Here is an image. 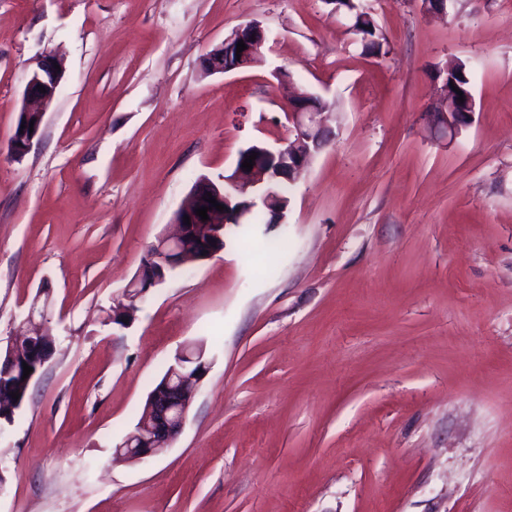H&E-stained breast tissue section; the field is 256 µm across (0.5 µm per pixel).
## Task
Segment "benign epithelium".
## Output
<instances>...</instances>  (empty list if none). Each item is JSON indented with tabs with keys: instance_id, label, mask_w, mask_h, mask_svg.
Returning <instances> with one entry per match:
<instances>
[{
	"instance_id": "1",
	"label": "benign epithelium",
	"mask_w": 512,
	"mask_h": 512,
	"mask_svg": "<svg viewBox=\"0 0 512 512\" xmlns=\"http://www.w3.org/2000/svg\"><path fill=\"white\" fill-rule=\"evenodd\" d=\"M266 37L261 26L250 22L235 29L219 47L221 53L208 54L202 61V69L208 73H227L236 69L250 67L263 61L262 48ZM244 42L247 49L241 52L239 60L233 62L238 42ZM62 65L60 59L52 54L39 58L36 67L27 80L23 99L25 104L19 111L18 126L9 145L11 155L19 160L28 151L33 139L39 134L45 109L53 102L62 81V71L54 65ZM45 92H40L37 86ZM325 105L321 98L312 93L296 92L284 104L293 124L294 139L284 148L271 149L260 145L253 150L238 155L234 170L224 177V184L219 186L209 178L200 177L194 187V197L200 199L201 206L209 208V220L202 221L193 208L183 209L173 218L176 226L174 234L160 237L151 244L143 263L141 273L130 283L125 291L124 301L112 306V324L125 326V320L133 315L135 304L130 297H142L156 287L163 278L158 273L173 272L178 269L181 252L185 243L198 239L196 262L209 259L225 248V229L230 224H247L256 210H264L271 216V224H282L284 211L280 210V195L277 187L280 183H293L295 176L308 163L311 156L319 151L329 140L331 130L324 124L322 114ZM474 113V98L468 96L464 102L445 105L441 109L430 110V121L448 133L455 134L471 123ZM37 117V124L29 129L25 127L31 116ZM257 153L255 165L248 171L242 163L252 153ZM214 198L224 206L219 211L211 208L208 198ZM190 223H184V217ZM200 381L187 377L174 369L167 376L164 388L151 398L152 425L141 433H132L130 437L140 439L137 448L118 446V452L136 460L149 458L157 449L173 442L181 433L190 405L199 388Z\"/></svg>"
}]
</instances>
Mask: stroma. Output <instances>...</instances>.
Listing matches in <instances>:
<instances>
[{
    "mask_svg": "<svg viewBox=\"0 0 512 512\" xmlns=\"http://www.w3.org/2000/svg\"><path fill=\"white\" fill-rule=\"evenodd\" d=\"M0 0V346L38 289L53 355L0 435V512H512V0ZM252 67L203 75L234 29ZM65 74L9 153L37 58ZM471 68L456 136L438 67ZM302 88L330 140L284 223L226 237L103 325L202 176L285 145ZM208 371L182 432L117 462L174 355ZM355 2L339 0L331 1V4L335 5L338 12L350 18L352 25L358 30L357 35L360 36L363 51L369 55L380 54L385 37L372 14L364 12L362 9L359 12V5ZM355 28L352 27V30L357 32ZM240 40H243L247 49L242 51L240 60H237L236 48ZM266 37L261 26L257 22H250L235 29L216 50L222 52L215 56L207 54L202 61V69L206 73H227L236 69L250 67L263 61L262 48ZM235 62H230L232 55ZM228 61V62H227ZM439 75L442 78L441 82L448 76V84L450 85V82H453L454 87L461 90L463 97L466 98L464 103L458 105H448L447 101L445 106L438 111L436 108L438 95L435 91V102L429 112V118L436 127L448 129V133L455 135L462 127L471 123L474 113V98L466 96V94L472 95L470 68L463 61H450L448 62V71L445 69L439 71Z\"/></svg>",
    "mask_w": 512,
    "mask_h": 512,
    "instance_id": "obj_1",
    "label": "stroma"
}]
</instances>
